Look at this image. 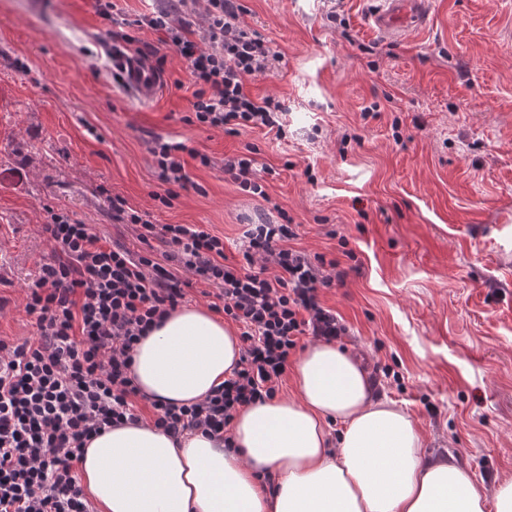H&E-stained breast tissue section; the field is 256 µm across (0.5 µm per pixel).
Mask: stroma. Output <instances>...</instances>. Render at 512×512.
<instances>
[{"label":"stroma","mask_w":512,"mask_h":512,"mask_svg":"<svg viewBox=\"0 0 512 512\" xmlns=\"http://www.w3.org/2000/svg\"><path fill=\"white\" fill-rule=\"evenodd\" d=\"M242 3L282 56L247 82L283 105L279 136L187 123L194 88L173 51L141 103L103 66L95 0H0V338L36 333L25 290L53 254V211L141 250L112 220L118 195L153 223L223 237L233 263L251 225L286 219L291 248L348 269L320 299L350 329L340 347L394 371L377 399L414 420L429 459H453L493 497L512 479V0H430L394 43L369 30L372 0ZM157 136L209 159L166 206ZM249 147L274 170L261 197L224 173Z\"/></svg>","instance_id":"1"}]
</instances>
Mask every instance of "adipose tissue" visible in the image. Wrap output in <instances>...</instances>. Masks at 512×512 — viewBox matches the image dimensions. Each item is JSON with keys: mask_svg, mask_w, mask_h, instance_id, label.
Listing matches in <instances>:
<instances>
[{"mask_svg": "<svg viewBox=\"0 0 512 512\" xmlns=\"http://www.w3.org/2000/svg\"><path fill=\"white\" fill-rule=\"evenodd\" d=\"M239 358L221 318L182 305L136 344L131 375L148 398L189 405ZM294 371L299 399L240 408L227 446L145 422L112 427L86 446L80 485L98 512H512L511 480L489 499L469 469L426 459L412 418L374 398L347 351L315 343Z\"/></svg>", "mask_w": 512, "mask_h": 512, "instance_id": "adipose-tissue-1", "label": "adipose tissue"}]
</instances>
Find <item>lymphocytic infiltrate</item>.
<instances>
[{
    "label": "lymphocytic infiltrate",
    "mask_w": 512,
    "mask_h": 512,
    "mask_svg": "<svg viewBox=\"0 0 512 512\" xmlns=\"http://www.w3.org/2000/svg\"><path fill=\"white\" fill-rule=\"evenodd\" d=\"M240 0H165L136 24L158 33L157 44L124 30L138 63L163 73L165 48L184 60L194 86L189 123L229 134L282 129L280 103L252 97L249 79L281 56L244 21ZM166 189L186 188L196 149L155 140L151 149ZM112 217L134 225L141 243L159 241L162 257L114 245L68 213H51L43 231L55 249L26 292L24 311L37 337L0 339V512H95L76 477L88 441L141 421V392L130 375L135 344L180 306L193 284L210 290V309L241 328V357L230 378L190 405L151 402L152 423L171 437L199 430L225 435L241 407L274 398L301 337L332 342L347 328L322 306L318 291L343 282L336 260L314 265L288 248L291 224L247 231L244 266L227 263L223 238L199 225L155 224L124 198Z\"/></svg>",
    "instance_id": "obj_1"
}]
</instances>
